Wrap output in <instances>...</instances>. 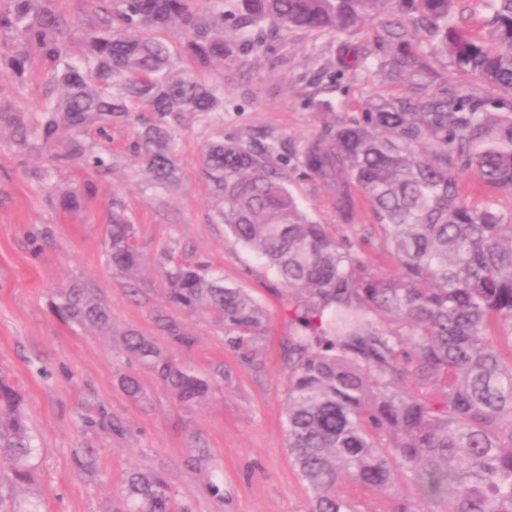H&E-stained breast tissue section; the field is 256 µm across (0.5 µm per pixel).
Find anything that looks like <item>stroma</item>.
<instances>
[{
    "label": "stroma",
    "mask_w": 512,
    "mask_h": 512,
    "mask_svg": "<svg viewBox=\"0 0 512 512\" xmlns=\"http://www.w3.org/2000/svg\"><path fill=\"white\" fill-rule=\"evenodd\" d=\"M19 42L14 34L0 37V102L9 106L0 113V372L23 397L35 447L34 481L14 492L15 508L113 512L127 471L139 468L162 472L192 512H308L286 449L288 299L264 261L220 223L223 200L202 165L203 149L223 138L275 142L274 163L310 218L330 225L369 272L387 276L396 264L370 203L359 198L354 222L345 223L327 191L303 177V146L358 118L378 94L414 101L443 90L493 98L496 90L442 58L431 62L436 79L423 85L384 74L333 81L335 38L297 31L247 62L228 57L203 70L206 81L222 86L224 110L187 122L176 143L179 178L156 188L139 160L140 124H115L106 136L88 138L94 148L111 149L108 174L66 160V136L43 149L31 126L56 93L39 63L21 78L9 68ZM59 187L77 193L75 208L60 207ZM116 205L132 220L146 261L135 296L105 256ZM164 254L207 266L262 305L265 321L248 346L233 347L210 313L174 306L156 273ZM76 282L97 290L112 315L111 334L54 314L57 291ZM169 322L176 334L166 331ZM130 328L156 341L174 364L211 377L220 371L223 379L202 402L181 407L151 369L128 364L120 340ZM127 373L138 379L140 399L124 392Z\"/></svg>",
    "instance_id": "stroma-1"
}]
</instances>
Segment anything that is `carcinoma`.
I'll use <instances>...</instances> for the list:
<instances>
[{"label":"carcinoma","instance_id":"carcinoma-1","mask_svg":"<svg viewBox=\"0 0 512 512\" xmlns=\"http://www.w3.org/2000/svg\"><path fill=\"white\" fill-rule=\"evenodd\" d=\"M54 0H0V33L19 34L58 95L37 121L43 147L68 135L67 158L107 171L110 157L88 150L89 127L151 119L140 133L154 184L178 180L176 139L189 117L224 111L221 87L197 72L239 53H263L271 38L295 30L333 33L336 68L369 70L370 52L347 36L377 25L388 54L376 67L399 78L430 77L429 60L447 57L505 93L496 99L446 93L416 102L377 95L361 118L306 142L304 176L320 182L344 222L357 206L351 187L367 195L386 234L396 271L367 272L342 250L329 226L302 210L272 161L273 143L220 140L203 153L224 199L229 232L265 260L292 298L286 403L288 456L311 497L310 512H367L358 493L402 482L420 496L392 512H512V214L491 201L467 203L461 173L512 191V0H485L493 27L487 39L464 26L460 0H234L231 10H201L195 0H88L98 22L75 27ZM184 33L172 47L160 31ZM79 35L84 53L70 57ZM195 67L184 66L185 59ZM29 55L8 65L19 77ZM107 256L128 282L145 261L134 225L112 209ZM159 275L177 307L206 310L235 343L256 334L264 310L220 275L164 262ZM64 321L112 332V316L95 289L75 283L56 293ZM124 353L152 369L173 398L190 407L212 379L181 369L135 329ZM32 435L20 394L0 374V512L6 495L33 482ZM115 512H192L165 477L132 470Z\"/></svg>","mask_w":512,"mask_h":512}]
</instances>
